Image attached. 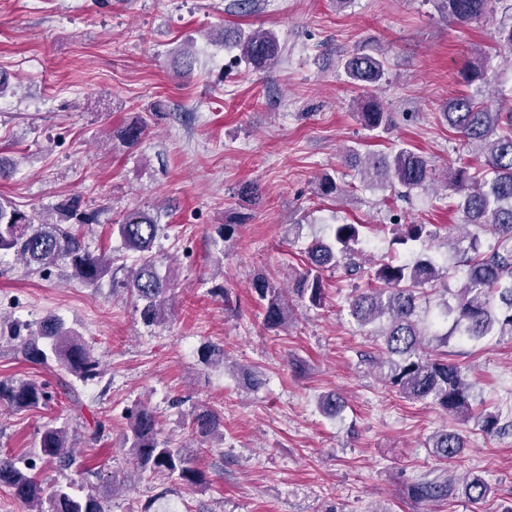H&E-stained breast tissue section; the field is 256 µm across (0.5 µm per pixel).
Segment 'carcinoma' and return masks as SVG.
I'll return each mask as SVG.
<instances>
[{
  "mask_svg": "<svg viewBox=\"0 0 512 512\" xmlns=\"http://www.w3.org/2000/svg\"><path fill=\"white\" fill-rule=\"evenodd\" d=\"M490 0H437L448 19L466 24L480 19ZM239 49L240 58L256 72L271 69L281 54L275 33L256 29L248 32L226 31L224 42ZM348 78L356 84L377 86L385 76V59L368 53H353L343 64ZM365 126L387 131L394 125L391 113L369 103L361 112ZM444 117L463 142L476 147L481 161L450 168L444 175V188L452 191L448 207L462 213L464 226L474 232L464 240L468 246L457 249L465 267V283L454 296V304L443 300L435 318L422 316L426 301L425 287L448 279V265L423 255L412 261L383 259L375 265L373 279L377 288L355 289L348 300V313L360 326L383 319L374 332L378 356L374 363L384 384L413 401L431 402L450 416L466 419L474 412L473 385L461 366L451 362L439 347L448 337L458 336L480 341L494 333L512 336V112L492 107L474 95L461 94L448 102ZM361 174L376 178L388 187L399 184L408 190L434 185L436 175L422 155L408 147L391 152L361 156L350 154ZM56 220L40 212L30 214L0 199V255L11 254L30 271L44 272L65 265L70 276L85 286L95 285L106 273H112V287L129 297L147 326L160 325L170 309L171 283L161 271V262L152 252L155 240L164 231L157 219L141 210L126 213L114 229L132 262L116 264V258L94 255L86 247L81 227L93 223V216L82 209L78 198L67 201ZM362 224H338L328 239L314 238L305 251L304 268L297 273L295 288H276L260 277L253 292L263 305V324L274 332L288 330L291 319V295L311 307L324 304V272L338 266L351 275L362 270L357 261L362 242ZM392 243L406 246L437 238L432 224H396ZM489 235L494 245L481 250V236ZM452 321L443 331L440 321ZM17 342L18 353L32 364L57 368L62 372L58 383L75 393L70 376L87 384L101 376L99 363L91 355L83 336L60 319L44 321L36 329L20 320L0 319V335ZM207 365L225 364L224 346L206 343L198 351ZM52 399L48 383L30 379H0V405L14 410H30L47 405ZM322 412L338 414L344 400L326 393L319 399ZM477 419L482 431L494 435L512 430V421L501 423L496 411L483 410ZM191 436L202 443L223 435L221 415L198 407L191 414ZM129 462L136 473L150 474L193 487L206 483L207 475L197 465L192 448H174L159 438L153 412L145 405L131 411L128 432ZM468 445L467 437L457 431L442 430L424 444L442 465L434 475L423 474L407 488L410 497L435 501L453 495L448 486V468L458 461ZM39 453L48 462L68 468L75 460L66 424L44 425L39 439ZM36 459L0 455V486L10 489L25 512H112V490L90 488L77 495L69 485L47 487L32 471ZM491 492L480 475L465 484L468 500L478 502Z\"/></svg>",
  "mask_w": 512,
  "mask_h": 512,
  "instance_id": "cac0c4a2",
  "label": "carcinoma"
}]
</instances>
